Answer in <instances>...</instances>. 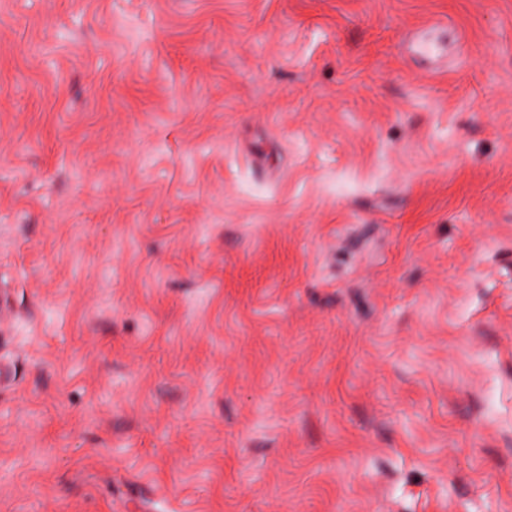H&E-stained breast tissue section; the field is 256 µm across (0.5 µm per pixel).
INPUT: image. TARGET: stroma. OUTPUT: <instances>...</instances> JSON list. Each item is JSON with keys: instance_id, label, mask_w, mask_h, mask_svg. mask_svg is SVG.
<instances>
[{"instance_id": "stroma-1", "label": "stroma", "mask_w": 512, "mask_h": 512, "mask_svg": "<svg viewBox=\"0 0 512 512\" xmlns=\"http://www.w3.org/2000/svg\"><path fill=\"white\" fill-rule=\"evenodd\" d=\"M0 512H512V0H0Z\"/></svg>"}]
</instances>
